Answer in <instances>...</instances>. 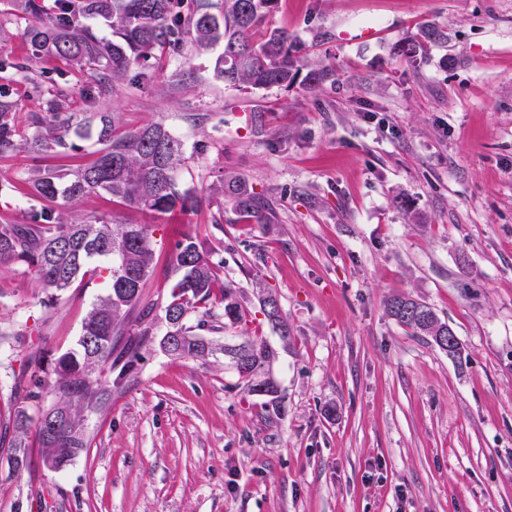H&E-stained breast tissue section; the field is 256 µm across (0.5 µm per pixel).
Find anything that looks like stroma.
<instances>
[{
  "instance_id": "obj_1",
  "label": "stroma",
  "mask_w": 512,
  "mask_h": 512,
  "mask_svg": "<svg viewBox=\"0 0 512 512\" xmlns=\"http://www.w3.org/2000/svg\"><path fill=\"white\" fill-rule=\"evenodd\" d=\"M431 23L446 34L425 60L395 52ZM267 25L335 76L252 89L214 75L219 48L186 40L165 68L80 95L78 67L45 57L41 94L0 73L27 117L57 93L89 120L160 122L181 141L191 214H150L106 194L74 205L153 227L145 292L165 301L181 235L211 250L247 321L207 332L238 344L259 330L273 357L262 378L282 398L238 387L227 357L144 350L127 386L86 421L89 446L64 470L0 461V512H512V0H276ZM25 151L0 156V224L40 202ZM270 199L269 224L238 221L225 171ZM105 283L60 297L27 265L0 269V434L21 404L13 386L32 354L74 349ZM276 295L281 337L259 299ZM404 293L454 330L461 360L386 313Z\"/></svg>"
}]
</instances>
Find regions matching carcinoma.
I'll use <instances>...</instances> for the list:
<instances>
[{"instance_id":"obj_1","label":"carcinoma","mask_w":512,"mask_h":512,"mask_svg":"<svg viewBox=\"0 0 512 512\" xmlns=\"http://www.w3.org/2000/svg\"><path fill=\"white\" fill-rule=\"evenodd\" d=\"M275 0H224V13L215 16L199 0H11L16 17L24 21L20 37L32 49V63L44 56L63 58L85 70L82 91H103L100 81L129 79L131 69L149 61L179 54L186 37L201 46H222L214 72L228 84L254 89L288 86L300 72L296 46L288 32L265 29ZM102 20L111 35L100 36L89 26ZM445 38L433 24L402 38L396 53L408 62L425 57L430 45ZM334 77L333 69L318 65L305 78L317 88ZM14 103L0 87V155L18 149ZM33 133L25 149L35 178V196L41 206L29 213L26 224H0V268L22 263L31 268L39 284L57 294L69 291L86 277L108 272L106 291L88 312L78 347L59 355L48 366L43 355L29 357L28 377L16 382L23 402H36L44 390L53 402L37 417L19 406L12 420L14 437L8 442V462L15 472L29 467L25 437L34 430L47 468L67 467L85 448L84 413L99 409L104 392L121 390L136 373L141 352L156 343L154 328L172 314L169 329L180 337L172 356L206 359L213 355L208 340L197 330L207 320L234 326L245 319L241 297L231 284L219 281L210 251L196 238L177 241L168 271L176 275L166 301L145 298L143 289L154 271L153 232L150 224H113L97 217L70 220L72 203L105 193L112 201L146 213L194 212L202 199L181 188L178 172L183 164L180 141L161 123L122 131L117 114L103 115L95 134L97 157L74 171L40 168L48 154L62 155L79 146L74 134L89 132L73 122L68 99L59 94L46 110L29 116ZM222 195L239 219L270 223L271 208L240 175H224ZM398 301L422 306L445 324L430 305L395 295L386 302L389 316L422 336L430 332L394 314ZM241 355L222 351L239 383L253 391V380L273 356L258 339L239 345ZM109 367V374L103 367Z\"/></svg>"}]
</instances>
